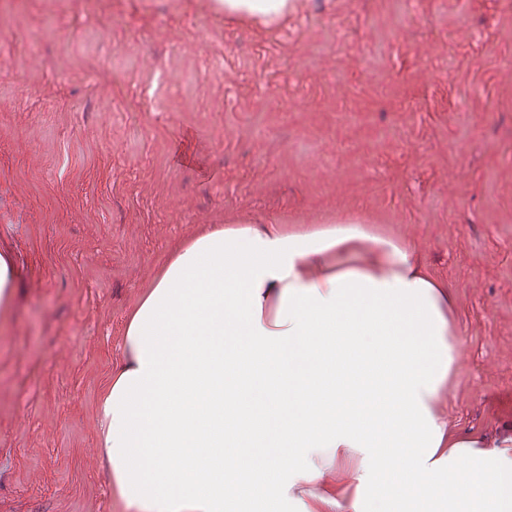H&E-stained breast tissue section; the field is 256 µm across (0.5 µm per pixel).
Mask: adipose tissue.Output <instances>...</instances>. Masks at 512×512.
Segmentation results:
<instances>
[{"instance_id": "obj_1", "label": "adipose tissue", "mask_w": 512, "mask_h": 512, "mask_svg": "<svg viewBox=\"0 0 512 512\" xmlns=\"http://www.w3.org/2000/svg\"><path fill=\"white\" fill-rule=\"evenodd\" d=\"M272 24L293 0H213ZM453 294L382 225L203 224L129 311L96 399V448L123 512H512V426L448 424ZM263 395L265 408L248 406ZM273 436L281 453L259 447ZM397 469L387 496L375 473Z\"/></svg>"}]
</instances>
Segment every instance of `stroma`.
<instances>
[{
    "label": "stroma",
    "instance_id": "obj_1",
    "mask_svg": "<svg viewBox=\"0 0 512 512\" xmlns=\"http://www.w3.org/2000/svg\"><path fill=\"white\" fill-rule=\"evenodd\" d=\"M0 6V512H114L95 403L171 250L224 219L385 218L455 298L451 427L512 424V0ZM213 9L229 14H247L259 18L264 25L272 24L293 10L291 0H214ZM0 253V309L6 315L13 299V288L16 279V268L8 250Z\"/></svg>",
    "mask_w": 512,
    "mask_h": 512
}]
</instances>
